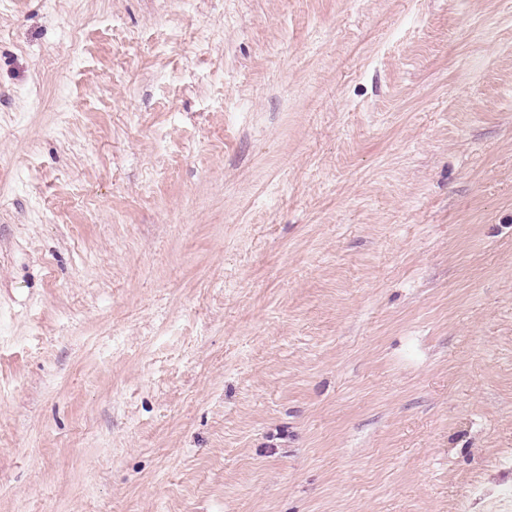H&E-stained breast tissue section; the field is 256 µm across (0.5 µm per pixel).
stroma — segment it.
Segmentation results:
<instances>
[{"label":"stroma","mask_w":512,"mask_h":512,"mask_svg":"<svg viewBox=\"0 0 512 512\" xmlns=\"http://www.w3.org/2000/svg\"><path fill=\"white\" fill-rule=\"evenodd\" d=\"M0 512H512V0H8Z\"/></svg>","instance_id":"obj_1"}]
</instances>
